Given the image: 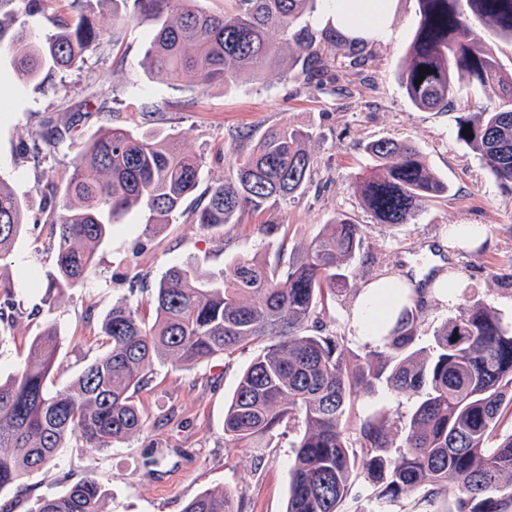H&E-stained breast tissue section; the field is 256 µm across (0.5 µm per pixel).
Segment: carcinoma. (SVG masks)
<instances>
[{
    "mask_svg": "<svg viewBox=\"0 0 512 512\" xmlns=\"http://www.w3.org/2000/svg\"><path fill=\"white\" fill-rule=\"evenodd\" d=\"M0 19L13 32L3 50L16 73L45 81L80 68L100 44L91 0H74L75 23L50 21L41 34L23 17L42 14L47 0H10ZM199 0H112L118 22L147 23L150 68L177 86L262 80L280 64L270 39L277 31L293 48L289 70L310 78L330 67L332 53L357 57L361 38L332 27L313 30L301 20L317 0H230L231 8L209 12ZM418 21L400 71V86L419 110L453 102L455 79L465 76L494 105L456 116V137L469 147L504 190L512 191V70L490 47L478 46L471 19L495 38L512 44V0H417ZM428 70L419 79V67ZM420 84H415V81ZM76 123L49 119L24 145L42 160ZM468 129L472 137L462 134ZM307 130L281 127L246 151L233 150L235 175L211 188L197 223L206 229L239 223L246 211L260 212L297 198L310 182L313 160ZM375 165L360 177L361 204L380 224L415 220L422 205L449 193L413 144L378 139L366 145ZM205 160L183 152L169 135L105 127L73 160L63 195L49 193L59 244L46 277V298L83 284L93 272L98 245L115 224L138 210L147 230L170 224L183 200L197 188ZM30 223L21 199L0 178V255ZM362 225L348 216L322 230L284 265L247 255L229 269L202 279L190 262L171 267L154 289L155 319L139 306L119 302L102 324L109 349L89 363L73 385L52 392L59 340L48 324L32 342L28 361L0 380V493L50 464L72 437L107 450L147 429L134 395L155 364L191 366L239 348L262 345L241 375L224 415V434L245 446L284 422L301 427L290 467L287 512H342L357 475L380 501L424 490L453 492L448 512H512V434L491 443L505 412L512 409V322L483 303H472L448 319L425 346L421 289L404 296L397 319L354 368L342 337L325 331L319 308L349 287L346 265L360 251ZM384 382L416 398L400 441L384 414L363 422L356 443L343 426L355 397ZM102 487L79 481L65 492L37 498L28 512H103ZM180 512H233L232 494L205 492Z\"/></svg>",
    "mask_w": 512,
    "mask_h": 512,
    "instance_id": "obj_1",
    "label": "carcinoma"
}]
</instances>
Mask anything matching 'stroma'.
<instances>
[{
	"instance_id": "1",
	"label": "stroma",
	"mask_w": 512,
	"mask_h": 512,
	"mask_svg": "<svg viewBox=\"0 0 512 512\" xmlns=\"http://www.w3.org/2000/svg\"><path fill=\"white\" fill-rule=\"evenodd\" d=\"M417 12L416 0H396L389 18L395 40L366 44L357 63L338 52L332 67L313 82L274 68L259 81L174 87L144 64L149 25L115 24L110 0H95L93 17L104 39L81 69L54 75L39 87L20 79L0 52V175L10 179L30 219L13 250L0 257V269L14 275L13 294L0 306V376L15 371L28 357L34 338L51 323L60 348L49 385L66 388L107 350L101 324L113 304H139L145 320L153 321L151 294L170 267L189 261L206 278L244 254L273 264L297 254L323 225L341 215L362 225L363 246L347 269L350 290L327 300L320 317L327 330L343 336L348 364H356L370 349L351 326L357 296L370 281L400 275L403 261L426 259L433 242L452 257L447 271L461 286L450 303L427 286L421 298L423 339L473 302L511 319L512 193L499 187L455 134L459 104L479 112L487 101L464 80L456 106L421 111L409 102L399 73ZM74 112L81 115L78 126L46 161L36 162L24 153L23 144L45 120ZM284 125L312 135L307 148L314 169L304 193L246 214L238 224L217 230L197 224V211L210 187L232 173L233 149L250 148L260 136ZM104 126L173 136L185 152L204 156L206 165L172 223L149 232L142 213H129L97 249L92 276L57 296L49 310L43 304L44 289L29 279L33 273L45 275L56 258L46 186L64 187L76 152ZM384 136L410 140L451 189L448 198L423 205L411 224L376 223L358 200L356 179L371 164L363 147ZM269 221L281 226L272 236L259 229ZM454 224H482L487 235L482 242L462 244L448 236ZM259 351L250 345L232 356L178 369L155 365L148 386L135 395L149 432L105 451L70 439L49 468L1 494L0 503L11 512H28L36 498L91 480L106 492L105 512H180L197 495L222 489L232 492L234 512H285L288 465L298 429L280 426L248 447L224 433L225 407L241 372ZM414 403V398L378 384L371 394L356 398L344 427L357 436L361 423L379 413L403 426ZM154 457L159 460L155 466L150 463ZM452 503L449 495L427 500L417 493L380 504L359 477L343 508L448 512Z\"/></svg>"
}]
</instances>
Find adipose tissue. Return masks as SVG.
Masks as SVG:
<instances>
[{"instance_id":"adipose-tissue-1","label":"adipose tissue","mask_w":512,"mask_h":512,"mask_svg":"<svg viewBox=\"0 0 512 512\" xmlns=\"http://www.w3.org/2000/svg\"><path fill=\"white\" fill-rule=\"evenodd\" d=\"M395 0H323L320 19L350 37L376 43L390 42L395 33L388 18ZM396 277H385L366 284L357 298L352 326L363 341H377L382 329L392 322L399 299Z\"/></svg>"}]
</instances>
